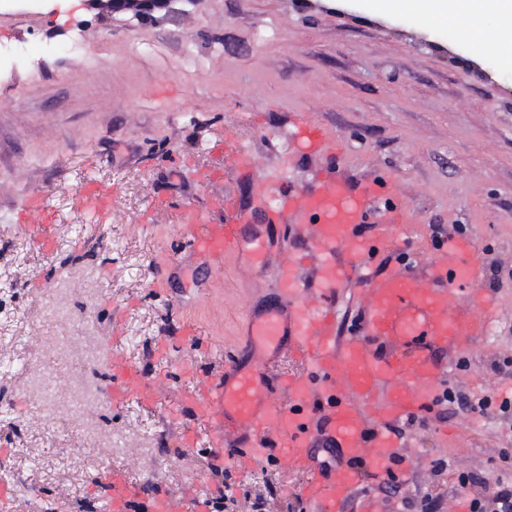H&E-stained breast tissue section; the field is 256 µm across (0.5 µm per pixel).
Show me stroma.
Returning a JSON list of instances; mask_svg holds the SVG:
<instances>
[{
    "label": "stroma",
    "mask_w": 512,
    "mask_h": 512,
    "mask_svg": "<svg viewBox=\"0 0 512 512\" xmlns=\"http://www.w3.org/2000/svg\"><path fill=\"white\" fill-rule=\"evenodd\" d=\"M91 44L70 53L78 34ZM42 43L38 65L0 67V486L31 512H72L110 472L137 489L205 500L210 427L184 404L203 379L243 353L245 325L295 264L309 308L322 303L311 275L327 259L314 223L291 212L270 224L280 193L299 194L333 172L355 193L388 182L358 232L390 241L359 277L419 276L447 261V239L479 258L468 302L492 301L470 349L438 354L431 396L453 389L491 398L483 414L432 406L397 436L396 487L363 474L340 512L368 496L389 512L435 499L436 512L512 478V67L456 30L366 0H201L169 14L97 17L60 0H0V43ZM318 126L335 153L300 135ZM249 157L239 167V154ZM275 192L260 197L259 181ZM96 188L105 216L85 210ZM36 195L45 211L25 212ZM217 213L248 208L239 253L220 269L189 250L183 205ZM400 224L383 223L387 209ZM363 290L339 288V339L356 337ZM161 376L159 398L113 400L108 354ZM249 466L224 453L236 512L267 486L266 512H323L297 488L298 470L276 436ZM473 474L480 482L461 486Z\"/></svg>",
    "instance_id": "obj_1"
}]
</instances>
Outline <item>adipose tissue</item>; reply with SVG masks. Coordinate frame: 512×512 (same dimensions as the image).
I'll list each match as a JSON object with an SVG mask.
<instances>
[{
    "instance_id": "obj_1",
    "label": "adipose tissue",
    "mask_w": 512,
    "mask_h": 512,
    "mask_svg": "<svg viewBox=\"0 0 512 512\" xmlns=\"http://www.w3.org/2000/svg\"><path fill=\"white\" fill-rule=\"evenodd\" d=\"M386 13L422 14L455 27L461 39L512 61V0H376Z\"/></svg>"
}]
</instances>
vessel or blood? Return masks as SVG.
Listing matches in <instances>:
<instances>
[{"label":"vessel or blood","mask_w":512,"mask_h":512,"mask_svg":"<svg viewBox=\"0 0 512 512\" xmlns=\"http://www.w3.org/2000/svg\"><path fill=\"white\" fill-rule=\"evenodd\" d=\"M293 208L316 220L321 250L345 255L343 261L325 263L315 271L324 305L308 308L293 273L282 274L278 290L288 296L289 305H271L263 315L249 320L245 335L250 362H231L209 377L191 402L195 418L211 425L208 446L215 453H222L225 444L234 442L240 428L246 426L255 438L277 433L293 464L307 471L312 465V456L306 451L309 425L318 402L327 405L328 434L346 457H357L368 435L357 401L370 399L382 382L400 379L404 385L390 393L384 415L394 421L415 415L427 402V385L436 369L432 348L465 349L482 331L479 312L488 307L489 300L478 292L469 303L456 300V285L477 277V266L469 259L455 266L453 285L445 290L423 287L414 275L373 274L364 280L362 330L367 344L337 343L336 284L350 280L358 262L375 249L374 243L354 233L355 227L368 219V203L353 197L345 182L327 175ZM182 213L187 223L202 227L191 236V247L215 266H222L225 255L238 251L240 228L248 221L245 212L230 208L216 218L187 206ZM284 353L303 363L306 374L274 375L273 368ZM111 369L113 396L134 395L145 402L154 401L156 380L140 379L135 367L120 357L112 358ZM318 379L330 387L322 399L314 394L313 383ZM340 379L349 393L345 400L338 398L334 389ZM279 391L287 393V405L271 403V395ZM372 437L374 453L367 467L385 468L394 457L395 440L385 430ZM358 481V471L345 468L337 478L312 479L302 487L301 495L308 502L322 504L325 512H336L337 505L351 497ZM109 484L110 512H207L205 505L191 497L180 501L163 494L142 498L117 475L110 476Z\"/></svg>","instance_id":"b4317fda"}]
</instances>
